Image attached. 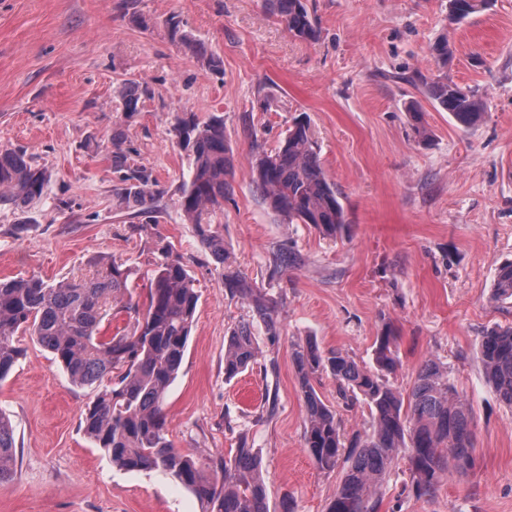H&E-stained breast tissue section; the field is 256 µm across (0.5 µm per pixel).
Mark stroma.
I'll return each mask as SVG.
<instances>
[{
	"instance_id": "1",
	"label": "stroma",
	"mask_w": 512,
	"mask_h": 512,
	"mask_svg": "<svg viewBox=\"0 0 512 512\" xmlns=\"http://www.w3.org/2000/svg\"><path fill=\"white\" fill-rule=\"evenodd\" d=\"M308 7L314 41L289 34L264 0H0V150L25 151L49 175L25 210L0 205V278L54 284L112 257L130 268L129 290L142 304L168 247L199 301L166 398L167 437L205 468L247 438L262 459L270 512H328L343 475L319 469L304 446L294 342L310 338L368 365L382 322H391L400 336L396 386L409 390L428 361L449 367L473 411L477 465L444 473L436 496L418 499L404 490L408 462L398 457L379 512H512V408L486 383L477 354L485 328L512 323V304L490 300L499 266L512 260V0H488L460 23L449 19L448 0ZM173 15L220 70L172 36ZM442 36L454 54L440 66L430 47ZM439 74L486 99L477 126L460 129L430 99L425 82ZM134 86L148 94L128 112ZM412 105L427 137L414 130ZM178 112L224 118L232 175L215 218L220 260L177 206L191 166L172 132ZM301 115L345 208L350 229L336 240L282 223L252 181L254 145L277 147ZM116 129L131 164L158 182L156 217L113 204ZM290 250L296 264L275 265ZM227 269L275 301L276 340L252 303L225 287ZM243 323L260 354L228 381L224 348ZM19 340L25 354L0 382L16 441L0 512H200L170 476L113 465L80 427L96 388L73 384L30 336ZM313 384L344 435L368 431L367 408L345 405L331 375Z\"/></svg>"
}]
</instances>
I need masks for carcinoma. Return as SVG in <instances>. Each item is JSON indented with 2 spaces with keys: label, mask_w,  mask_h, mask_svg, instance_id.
Here are the masks:
<instances>
[{
  "label": "carcinoma",
  "mask_w": 512,
  "mask_h": 512,
  "mask_svg": "<svg viewBox=\"0 0 512 512\" xmlns=\"http://www.w3.org/2000/svg\"><path fill=\"white\" fill-rule=\"evenodd\" d=\"M288 32L304 40L318 35L316 19L305 0H265ZM486 0H448L450 16L461 20L482 9ZM430 53L441 65L453 48L448 39L434 42ZM427 92L463 129H470L486 110V100L438 75L425 82ZM175 137L190 143L189 180L178 205L184 220L216 259L224 260V237L212 216L224 209L231 174V148L224 117L200 122L193 114L176 115ZM123 133L112 137V168L119 173L112 196L117 209L139 216L155 212L159 191L152 173L129 164L122 151ZM254 183L262 202L288 224H307L335 239L348 224L339 192L324 170L308 121L299 118L285 131L279 146L253 153ZM47 174L32 166L22 151H0V204L25 208L41 198ZM129 269L115 259L90 276L48 284L31 277L0 279V381L23 355L17 336L27 333L48 350L76 385L98 384L101 390L81 417L84 434L127 471H159L187 488L203 512H270L261 461L247 440H239L229 458L212 460L201 469L192 455L175 448L166 436V392L177 377L187 350L199 296L184 266L159 253L150 280L145 310L124 299ZM224 283L232 295L252 301L271 339L278 336L272 303L245 277L231 272ZM490 299L512 302V261L497 271ZM133 315L130 330L112 333V303ZM259 347L251 326L234 329L224 350V375L231 380L256 363ZM486 382L512 407V325L485 329L478 344ZM300 392L306 405L304 447L322 470L344 464V476L329 512H377V487L394 459L407 453L408 494L435 495L448 468L466 473L475 466L470 407L461 399L446 367L427 362L411 392L403 394L389 380L399 363V336L393 324H382L372 346L369 369L314 342L294 344ZM328 372L347 405L363 402L371 427L346 438L332 410L311 378ZM16 461L14 428L0 412V484L10 479Z\"/></svg>",
  "instance_id": "obj_1"
}]
</instances>
